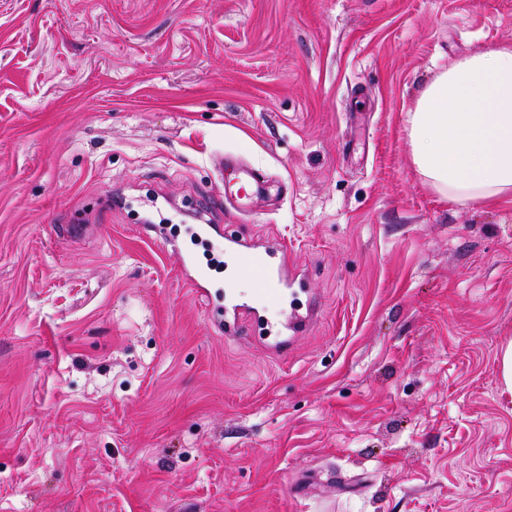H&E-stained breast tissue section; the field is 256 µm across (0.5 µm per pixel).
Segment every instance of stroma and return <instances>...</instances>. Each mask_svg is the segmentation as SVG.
Instances as JSON below:
<instances>
[{
  "mask_svg": "<svg viewBox=\"0 0 512 512\" xmlns=\"http://www.w3.org/2000/svg\"><path fill=\"white\" fill-rule=\"evenodd\" d=\"M511 43L512 0H0V512H512V202L405 131ZM154 199L287 250V353L225 339ZM265 190V187L253 177L240 178L230 189L231 197L235 198V205L244 214L251 211L252 201L259 198Z\"/></svg>",
  "mask_w": 512,
  "mask_h": 512,
  "instance_id": "1",
  "label": "stroma"
}]
</instances>
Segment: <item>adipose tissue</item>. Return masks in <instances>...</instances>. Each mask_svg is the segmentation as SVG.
<instances>
[{
	"label": "adipose tissue",
	"instance_id": "1",
	"mask_svg": "<svg viewBox=\"0 0 512 512\" xmlns=\"http://www.w3.org/2000/svg\"><path fill=\"white\" fill-rule=\"evenodd\" d=\"M413 165L455 203L512 200V44L440 70L408 112Z\"/></svg>",
	"mask_w": 512,
	"mask_h": 512
}]
</instances>
